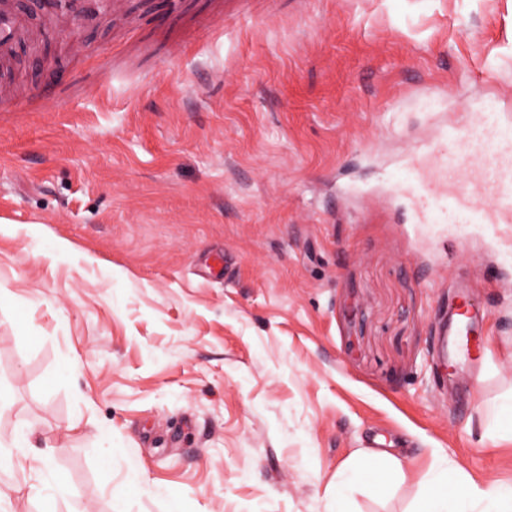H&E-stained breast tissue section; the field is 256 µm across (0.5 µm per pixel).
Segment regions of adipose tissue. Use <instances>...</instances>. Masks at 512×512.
Segmentation results:
<instances>
[{
    "mask_svg": "<svg viewBox=\"0 0 512 512\" xmlns=\"http://www.w3.org/2000/svg\"><path fill=\"white\" fill-rule=\"evenodd\" d=\"M394 470L383 466L377 452L368 451L351 467L345 469L336 483L334 512H351L349 491L367 480L392 483ZM416 512H512V489L499 485L468 490L464 482L449 483L448 462L439 460L436 474L424 487Z\"/></svg>",
    "mask_w": 512,
    "mask_h": 512,
    "instance_id": "obj_1",
    "label": "adipose tissue"
}]
</instances>
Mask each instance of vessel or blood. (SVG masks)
Segmentation results:
<instances>
[{
  "label": "vessel or blood",
  "instance_id": "vessel-or-blood-1",
  "mask_svg": "<svg viewBox=\"0 0 512 512\" xmlns=\"http://www.w3.org/2000/svg\"><path fill=\"white\" fill-rule=\"evenodd\" d=\"M31 38L26 17L14 9L12 0H0V65L12 59L17 45ZM480 141L486 150L479 173L482 195L477 198L456 177L469 163L468 145ZM414 154L420 163H435L439 173L435 179L419 174L409 186L419 216L436 213L456 224H478L496 237L512 233V127L498 115L481 113L467 127H447L440 139L416 145ZM487 199L492 208L484 207ZM486 318L485 309L450 303L448 321L439 327L440 335L448 339L449 352L479 365Z\"/></svg>",
  "mask_w": 512,
  "mask_h": 512
}]
</instances>
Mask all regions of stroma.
<instances>
[{
    "label": "stroma",
    "mask_w": 512,
    "mask_h": 512,
    "mask_svg": "<svg viewBox=\"0 0 512 512\" xmlns=\"http://www.w3.org/2000/svg\"><path fill=\"white\" fill-rule=\"evenodd\" d=\"M111 15L49 21L0 99V512H43V460L59 512H332L367 450L405 478L353 512H414L441 457L512 488V239L407 191L439 125L512 116V0ZM461 280L475 375L438 354ZM44 487L47 490V495L51 498L47 503V509L44 510L46 512H55V503L57 499H65L72 493L65 476L58 471H45Z\"/></svg>",
    "instance_id": "stroma-1"
}]
</instances>
